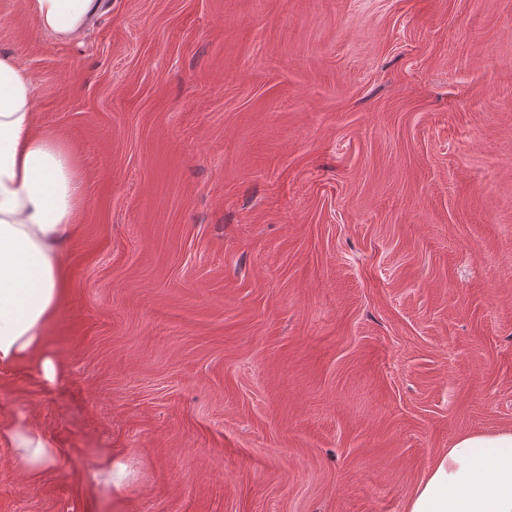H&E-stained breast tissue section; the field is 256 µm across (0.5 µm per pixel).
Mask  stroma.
Returning <instances> with one entry per match:
<instances>
[{
    "mask_svg": "<svg viewBox=\"0 0 512 512\" xmlns=\"http://www.w3.org/2000/svg\"><path fill=\"white\" fill-rule=\"evenodd\" d=\"M85 205L47 334L0 371V512H403L512 429V0H99L0 53ZM130 484L92 491L105 455ZM14 448L15 462L35 477L56 459L54 443L32 424H14L4 428Z\"/></svg>",
    "mask_w": 512,
    "mask_h": 512,
    "instance_id": "1",
    "label": "stroma"
}]
</instances>
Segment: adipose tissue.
I'll return each mask as SVG.
<instances>
[{
  "label": "adipose tissue",
  "instance_id": "adipose-tissue-1",
  "mask_svg": "<svg viewBox=\"0 0 512 512\" xmlns=\"http://www.w3.org/2000/svg\"><path fill=\"white\" fill-rule=\"evenodd\" d=\"M41 30L76 38L96 0H26ZM84 205L75 152L38 129L28 72L0 54V371L34 361L45 380L60 365L46 336L63 300L62 253ZM16 463L35 476L57 450L39 428L5 429ZM404 512H512V430L459 434L404 503Z\"/></svg>",
  "mask_w": 512,
  "mask_h": 512
}]
</instances>
